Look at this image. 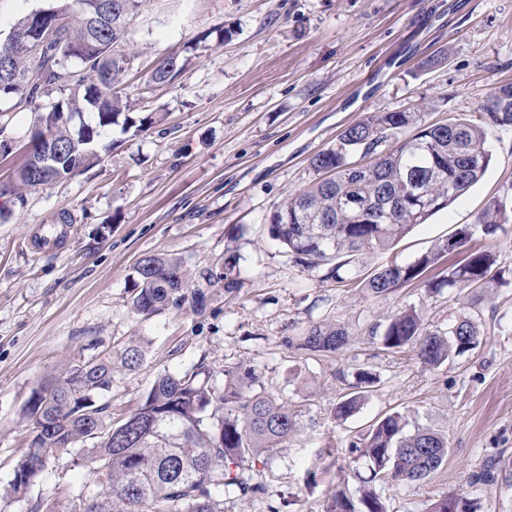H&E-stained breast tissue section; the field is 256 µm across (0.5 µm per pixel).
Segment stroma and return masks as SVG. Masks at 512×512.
Segmentation results:
<instances>
[{"mask_svg": "<svg viewBox=\"0 0 512 512\" xmlns=\"http://www.w3.org/2000/svg\"><path fill=\"white\" fill-rule=\"evenodd\" d=\"M194 42L182 76L149 83L167 55ZM120 49L133 55L120 86L134 109L108 127L112 149L70 178L6 198L0 220V512H74L95 492L81 460L50 459L23 496L9 492L29 441L24 408L37 385L69 365L119 358L142 344V366L115 367L104 397L113 417L134 410L161 374L202 363L211 382L243 365L296 406L299 428L286 447L257 463L258 492L224 496V512H325L337 475L358 499L373 481L389 512H425L443 492L471 499L475 512H512V223L481 247L495 252L483 294L405 285L385 297L361 281L390 262H410L475 223L512 187V125H486L492 154L482 180L448 209L417 225L392 249L364 255L343 282L293 263L271 238L269 216L311 183L310 161L372 112L425 101L428 123L479 115L492 87L512 83V0H143ZM39 113L0 112V182L25 161ZM67 217L64 248L47 255L29 238ZM184 261L190 283L181 306L148 316L132 309V275L147 255ZM234 255L239 288L225 292ZM413 308L447 331L474 315L478 349L433 367L416 352L384 349L373 331ZM347 326V349L309 357L284 339L311 326ZM367 370L372 395L347 420L334 417L345 381ZM442 431L443 468L422 483L371 480L350 445L386 414ZM497 484L470 485L484 465Z\"/></svg>", "mask_w": 512, "mask_h": 512, "instance_id": "stroma-1", "label": "stroma"}]
</instances>
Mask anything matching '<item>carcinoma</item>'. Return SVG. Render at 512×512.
<instances>
[{"instance_id": "cac0c4a2", "label": "carcinoma", "mask_w": 512, "mask_h": 512, "mask_svg": "<svg viewBox=\"0 0 512 512\" xmlns=\"http://www.w3.org/2000/svg\"><path fill=\"white\" fill-rule=\"evenodd\" d=\"M117 1L124 16L109 24L103 20L104 9ZM75 4V10L66 3L48 7L65 22L55 30L41 61L34 62L23 43L12 39L18 32L33 39L41 36L29 14L0 42V54L10 58L12 70L25 75L34 63L40 74V81L33 84L1 74L0 100L15 99L39 112L43 96L59 94L31 135L35 148L43 131L50 132L59 153L55 163L35 176L23 166L13 187L1 189L0 196L18 198L23 187L67 179L111 150L101 134L120 114L117 87L132 65V57L114 47L127 39L141 0H75ZM75 59L84 66L102 60L112 66V80L101 83L90 69L69 79L74 74L69 62ZM186 62L177 52L167 55L152 71L150 81L173 83ZM428 108L422 102L405 110L373 112L342 132L336 147L311 159L319 178L289 194L269 217L272 237L284 245L293 262L309 271L322 269L325 278L342 282L344 267L367 253L393 247L414 226L462 196L484 176L491 161L484 124L512 125V84L491 89L477 122L456 119L429 124L423 120ZM59 112L69 119L59 118ZM86 112L94 114L95 122L84 121L74 129L70 117ZM355 152L373 161L353 168L349 158ZM511 220L502 199L494 198L475 223L455 228L448 239L468 251L435 287L455 288L458 297L465 290L483 287L496 258L470 243L496 235ZM445 252H451L446 243L412 262L383 266L362 281V288L375 297L386 296L421 279ZM133 287L132 305L139 314L149 315L168 304L178 306L185 299L187 270L179 258L147 255L134 268ZM348 341L347 329L330 322L315 325L286 344L321 356L344 349ZM381 342L394 352L412 346L423 363L437 366L478 348L480 336L470 316L443 333L425 327L416 310L404 309L390 316ZM143 359L144 350L135 343L120 356L128 371L138 369ZM79 367L71 365L44 380L39 384L44 397L27 402L30 440L14 465L9 484L13 495L32 487L31 472L46 448L53 456L79 455L97 479L100 490L80 497L76 512H224V492L230 488L243 495L257 491L251 484L253 464L287 444L298 430L297 411L269 392L247 367L224 370L221 391L209 384L210 370L202 364L179 376L161 374L137 408L117 421L108 412L110 404L98 403L99 396L112 390V358H95L83 371ZM374 383L375 375L359 372L352 391L336 404V418L353 416ZM407 426L408 418L400 412L379 418L360 441L351 444V452L368 462L375 477L383 474L399 482H423L445 464L448 439L430 426L412 431ZM360 504L361 509L355 510L345 493L335 490L326 512H388L370 488L363 491ZM427 512L474 509L468 497L445 493L431 501Z\"/></svg>"}]
</instances>
